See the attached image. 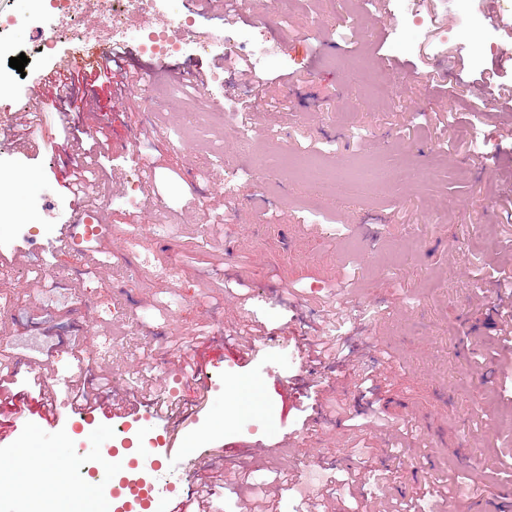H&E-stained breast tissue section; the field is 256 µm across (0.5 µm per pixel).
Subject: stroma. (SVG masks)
I'll return each mask as SVG.
<instances>
[{
  "label": "stroma",
  "instance_id": "obj_1",
  "mask_svg": "<svg viewBox=\"0 0 512 512\" xmlns=\"http://www.w3.org/2000/svg\"><path fill=\"white\" fill-rule=\"evenodd\" d=\"M172 8L233 49L220 63L188 42L170 64L222 69V83L164 76L116 99L80 84L69 121L38 113L36 152L0 135V197L24 217L0 224V370L31 400L35 375L57 381L62 408L50 429L32 411L18 419L0 455L52 468L79 441L69 390L102 367L133 432L173 438L181 455L147 473L154 486L184 494L252 470L277 488V512H307L294 479L333 466L357 472L366 512H512V362L497 355L491 274L512 258V0H247L226 18ZM61 24L7 31L28 63L0 93V125L56 58L93 47L84 36L42 53ZM244 67L265 85L253 100ZM377 73L387 97L369 88ZM89 127L101 141L91 166L112 182L82 198L97 234L61 244L75 202L65 142ZM237 280L246 295L227 290ZM257 328L253 359L235 362L231 338ZM316 335L348 343L346 364L313 366L298 345ZM184 352L221 366L172 436L140 384L182 392ZM368 371L371 401L353 385ZM239 383L254 403L215 429ZM332 397L357 426L330 413Z\"/></svg>",
  "mask_w": 512,
  "mask_h": 512
}]
</instances>
